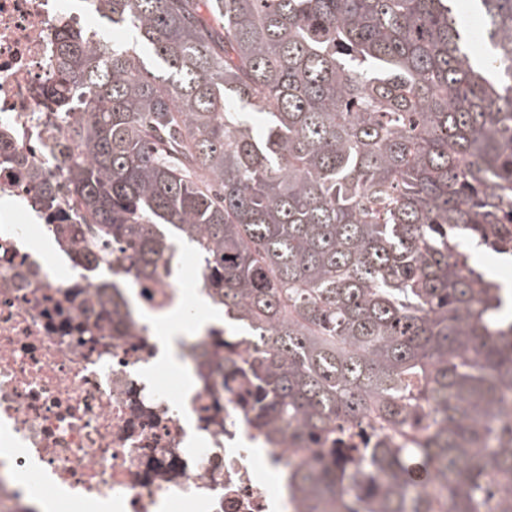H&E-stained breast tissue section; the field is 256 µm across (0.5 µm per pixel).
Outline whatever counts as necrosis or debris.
Here are the masks:
<instances>
[{"instance_id": "obj_1", "label": "necrosis or debris", "mask_w": 512, "mask_h": 512, "mask_svg": "<svg viewBox=\"0 0 512 512\" xmlns=\"http://www.w3.org/2000/svg\"><path fill=\"white\" fill-rule=\"evenodd\" d=\"M95 17L92 0H0V512H87L95 499L114 512H299L258 477L296 455L284 442L254 454L262 436L240 392L193 340L179 345L191 387L173 395L158 380L147 316L181 305L186 257L161 259L141 299L127 262L107 272L84 249L91 233L60 154L79 115L42 90L58 34L100 37Z\"/></svg>"}]
</instances>
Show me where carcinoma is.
<instances>
[{"label": "carcinoma", "instance_id": "carcinoma-1", "mask_svg": "<svg viewBox=\"0 0 512 512\" xmlns=\"http://www.w3.org/2000/svg\"><path fill=\"white\" fill-rule=\"evenodd\" d=\"M47 93L88 246L193 247L302 512H512V0H98ZM360 431L363 446L350 444ZM266 455L263 458V464L267 468L275 470H288V464H295L299 461V458L288 449V441L280 443L275 446L265 445Z\"/></svg>", "mask_w": 512, "mask_h": 512}]
</instances>
